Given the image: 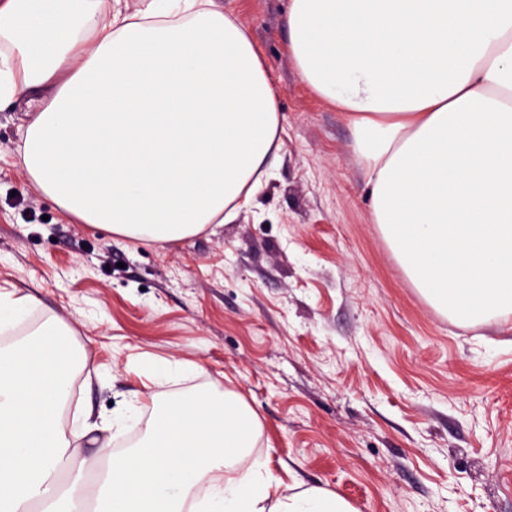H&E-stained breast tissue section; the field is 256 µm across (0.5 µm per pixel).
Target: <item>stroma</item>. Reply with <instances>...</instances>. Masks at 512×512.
<instances>
[{
    "label": "stroma",
    "instance_id": "obj_1",
    "mask_svg": "<svg viewBox=\"0 0 512 512\" xmlns=\"http://www.w3.org/2000/svg\"><path fill=\"white\" fill-rule=\"evenodd\" d=\"M215 4L276 88L270 177L231 223L136 242L61 214L15 152L26 104L1 102L0 287L33 297L5 336L71 328L78 459L128 451L174 395L233 391L262 424L240 469L357 512H512V316L462 326L424 300L375 222L346 113L297 69L290 0Z\"/></svg>",
    "mask_w": 512,
    "mask_h": 512
}]
</instances>
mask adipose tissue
Segmentation results:
<instances>
[{"label":"adipose tissue","mask_w":512,"mask_h":512,"mask_svg":"<svg viewBox=\"0 0 512 512\" xmlns=\"http://www.w3.org/2000/svg\"><path fill=\"white\" fill-rule=\"evenodd\" d=\"M0 0V100L32 103L17 150L62 215L176 243L231 223L280 148L276 93L213 0ZM74 19L61 30L62 14ZM302 78L347 112L374 216L426 301L457 323L512 315V0H291ZM72 360L54 330L0 348V512H356L271 471L225 482L261 424L238 396L170 398L94 484L62 483Z\"/></svg>","instance_id":"obj_1"}]
</instances>
